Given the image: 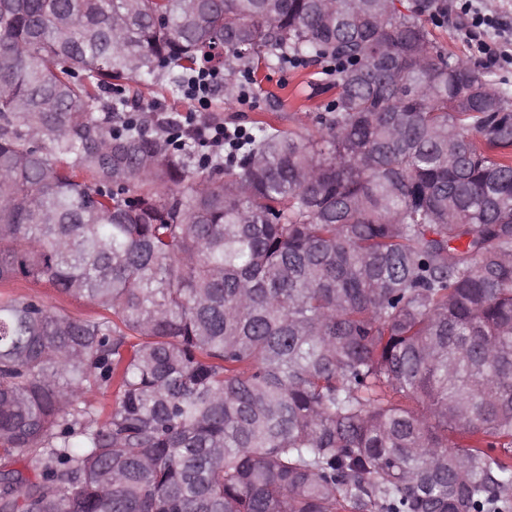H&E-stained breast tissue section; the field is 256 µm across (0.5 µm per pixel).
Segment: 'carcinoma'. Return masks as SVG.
Returning a JSON list of instances; mask_svg holds the SVG:
<instances>
[{"mask_svg": "<svg viewBox=\"0 0 512 512\" xmlns=\"http://www.w3.org/2000/svg\"><path fill=\"white\" fill-rule=\"evenodd\" d=\"M443 0H0V512H512V97ZM334 59L210 161L129 81ZM108 397L96 406L85 394ZM7 293L14 298L32 299L46 306H53L68 313L81 316H97L101 310L89 302L75 301L59 297L51 288L35 285L25 280H16L0 287V294Z\"/></svg>", "mask_w": 512, "mask_h": 512, "instance_id": "1", "label": "carcinoma"}]
</instances>
